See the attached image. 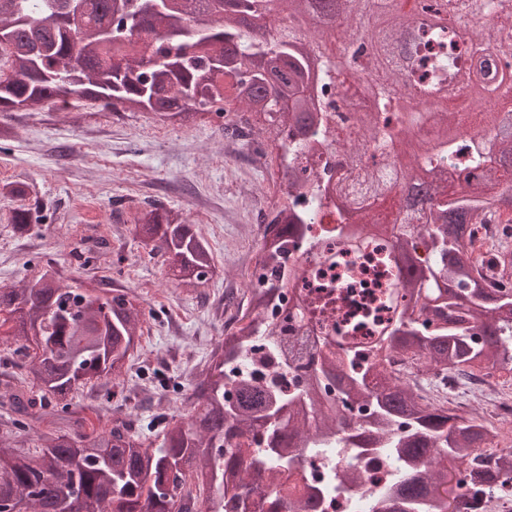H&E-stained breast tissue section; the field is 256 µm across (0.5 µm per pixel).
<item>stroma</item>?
I'll return each instance as SVG.
<instances>
[{"mask_svg":"<svg viewBox=\"0 0 512 512\" xmlns=\"http://www.w3.org/2000/svg\"><path fill=\"white\" fill-rule=\"evenodd\" d=\"M226 124L203 114L180 126L84 99L65 108L0 112V126L12 131L0 140V181L28 183L26 204L39 215L28 235H16L10 224L16 203L0 196V287L52 267L69 285L101 280L137 298L143 335L123 391L108 400L100 387L73 395L86 428L125 415L152 439L161 415H187L194 368L230 326L225 295H242L257 283L254 255L277 168L259 154L264 134L241 138ZM153 199L179 211L208 240L216 273L205 298L172 285L161 258L135 240L137 210ZM79 243L94 248L83 267L72 253Z\"/></svg>","mask_w":512,"mask_h":512,"instance_id":"1","label":"stroma"}]
</instances>
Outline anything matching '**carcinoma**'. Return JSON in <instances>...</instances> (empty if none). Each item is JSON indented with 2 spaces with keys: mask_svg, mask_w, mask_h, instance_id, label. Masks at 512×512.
<instances>
[{
  "mask_svg": "<svg viewBox=\"0 0 512 512\" xmlns=\"http://www.w3.org/2000/svg\"><path fill=\"white\" fill-rule=\"evenodd\" d=\"M479 13L493 23L465 33L423 21ZM306 16L316 19L309 30ZM1 26L0 108L78 97L187 125L232 104L235 133L265 116L257 129L280 141L283 175L309 153L328 160L288 179L303 207L265 223L260 287L234 302L235 329L194 373L189 417L166 421L156 447L119 417L84 433L72 409L79 388L124 383L134 299L70 286L54 269L0 288V329L24 340L14 353L38 391L18 385L0 402L11 423L0 431V512H324L360 491L369 512H488L494 499L512 501V447H499L497 427L406 380L425 369L449 386L512 373V274L492 273L506 267V246L468 249L512 215V130L493 109L512 101V11L498 0H389L382 13L372 0H0ZM447 41L466 49L468 67L422 54ZM427 67L417 87L429 100L394 92ZM463 76L480 98L451 108L446 92ZM474 112L467 152L460 128ZM464 164L481 179L470 182ZM397 193V210L381 215ZM0 195L25 199L30 186L2 182ZM329 207L336 239L386 241L410 271L406 300L361 353L299 318L305 270L291 256L323 248L307 231ZM11 224L30 232L31 210L16 209ZM133 234L186 292L213 277L209 243L162 202L138 211ZM303 329L314 350L305 364ZM257 336L267 341L259 356ZM227 363L244 365L229 382ZM29 419L54 428L32 453L22 451Z\"/></svg>",
  "mask_w": 512,
  "mask_h": 512,
  "instance_id": "cac0c4a2",
  "label": "carcinoma"
}]
</instances>
